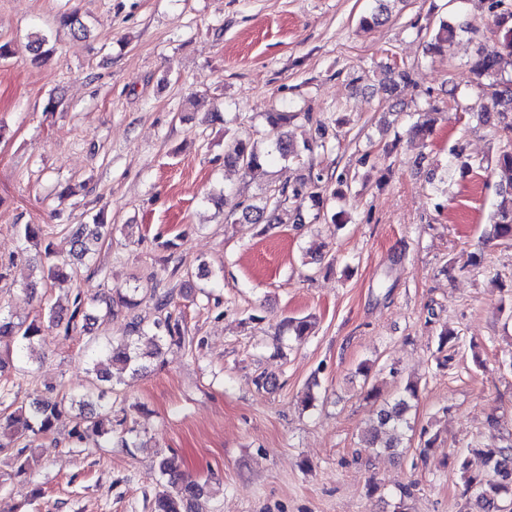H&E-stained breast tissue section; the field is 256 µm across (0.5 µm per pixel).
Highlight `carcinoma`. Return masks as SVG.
<instances>
[{"label":"carcinoma","instance_id":"1","mask_svg":"<svg viewBox=\"0 0 512 512\" xmlns=\"http://www.w3.org/2000/svg\"><path fill=\"white\" fill-rule=\"evenodd\" d=\"M490 9L497 11V23L505 29V33L496 46L478 49L469 71L472 82L482 89L483 96L487 98V102L480 105L483 122L499 127L501 133L502 146L497 163L499 167L512 172V79L498 78L501 63L507 58L512 59V0H491ZM59 24L76 38L88 35L87 27L75 10L62 14ZM426 33L430 36L427 53L435 56L448 51V44L458 36H475L476 28L461 16L454 25L443 20L433 27L428 25ZM436 111L438 108L432 101H424L417 109V120L407 129L408 134L423 144L427 143L435 132L432 114ZM294 117L295 113L286 108L267 113L269 149L260 151L251 140L234 136L224 142V162L237 165L245 173L252 174L261 170L276 155L284 159L298 156L285 131L288 122ZM322 182L323 178L317 175L274 188L259 202L238 206V218L234 219V223L277 224L280 206L293 199L298 202L294 223L304 224L311 218L339 227L344 223L343 212L330 214L324 210L325 189ZM500 194L509 198V206L501 207L492 216L490 232L494 238L512 239V182L502 188ZM111 230L112 225L104 223L100 217L96 218L95 223L84 225L74 233L73 258L78 262L83 261L89 251V242L101 239ZM44 258V279L64 275L66 266L54 262V251L50 243L44 247ZM171 304L170 295L162 296L159 309L165 315L154 322L153 331H146L142 322L134 320L130 323L128 336L122 341L109 344L102 350L97 345H88L91 356L105 353L111 365L120 371L128 367L135 371L146 368V362L161 355L163 346L168 343L179 345L184 340L181 323L168 311ZM129 307L130 300L117 288L103 291L92 299L83 290H77L70 314L66 317L50 309L43 319L27 322L16 320L0 309V340H7L16 351L22 353L45 343L49 331L61 329L68 336L80 328L87 329L85 322L94 316L109 319ZM111 378V373L98 371L83 393L65 391L49 400L35 390L31 400L20 405L14 400L5 403L10 390L0 389V455L4 454L12 461L14 477L26 476L38 463L35 449L28 447L27 439L49 434L64 416L71 418V435L78 442L90 434L109 435L114 431L113 425L122 426L126 423L124 418L114 419L112 407L101 405L100 397L95 395L99 383L109 382ZM417 397V384L410 382L394 403L380 408L377 412L380 432L371 435L367 440L368 447L391 451L401 447L402 437L411 430L407 413ZM472 452L482 458L484 471L473 473L469 470L467 458L457 459V467L463 479V495L475 497L487 507L486 512H497L498 500L512 497V446L474 448ZM154 469L160 476L168 477L169 486L155 492L148 504L149 512H185L189 503L203 495L205 485L190 477H181L174 459L162 456L156 460Z\"/></svg>","mask_w":512,"mask_h":512}]
</instances>
